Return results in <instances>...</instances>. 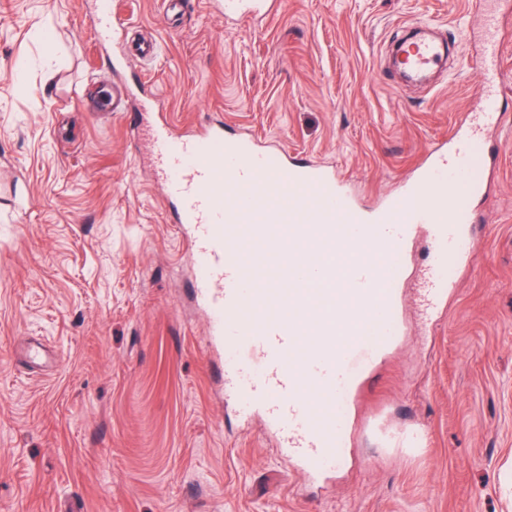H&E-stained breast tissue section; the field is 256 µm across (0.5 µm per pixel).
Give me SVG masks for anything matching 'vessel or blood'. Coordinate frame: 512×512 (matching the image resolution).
Instances as JSON below:
<instances>
[{"label":"vessel or blood","mask_w":512,"mask_h":512,"mask_svg":"<svg viewBox=\"0 0 512 512\" xmlns=\"http://www.w3.org/2000/svg\"><path fill=\"white\" fill-rule=\"evenodd\" d=\"M228 17L262 19L275 0H221ZM484 37L475 64L497 62L500 0H473ZM105 32L120 30L115 0H97ZM441 54L412 42L413 77ZM501 84L485 77L448 140L433 144L401 192L361 206L334 172L211 124L196 133L166 117L153 148L164 199L187 234L193 290L224 357L225 390L262 409L284 453L309 475L348 458L344 419L372 360L402 321L406 250L419 227L434 249L425 298L439 314L457 268L475 252L473 201L484 187L485 129L503 126Z\"/></svg>","instance_id":"1"}]
</instances>
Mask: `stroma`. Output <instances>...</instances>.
Segmentation results:
<instances>
[{
	"label": "stroma",
	"mask_w": 512,
	"mask_h": 512,
	"mask_svg": "<svg viewBox=\"0 0 512 512\" xmlns=\"http://www.w3.org/2000/svg\"><path fill=\"white\" fill-rule=\"evenodd\" d=\"M0 0V512H512V122L474 201L481 241L440 321L411 242L406 327L350 409L353 459L306 478L215 377L193 269L120 82L171 122L220 123L333 166L364 203L448 138L483 77L465 0H284L255 24L213 0ZM453 46L428 85L388 65L401 28ZM142 38L162 46L131 60ZM499 40L512 119V0ZM96 3L99 23L107 34L112 32V37H114L120 30V18L116 11V2L113 0H97Z\"/></svg>",
	"instance_id": "35a3bbf8"
}]
</instances>
